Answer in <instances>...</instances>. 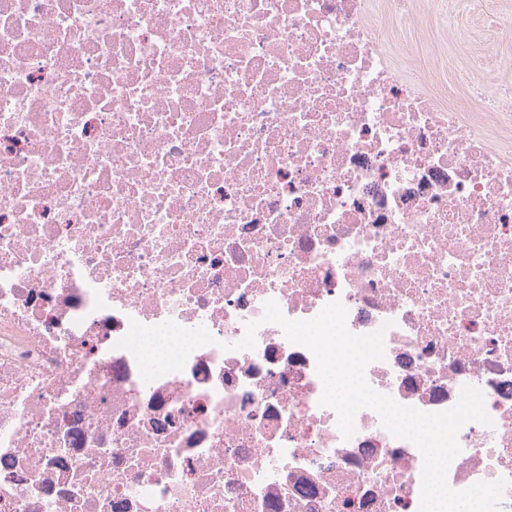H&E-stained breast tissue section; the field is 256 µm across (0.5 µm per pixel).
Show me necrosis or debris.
I'll return each instance as SVG.
<instances>
[{"mask_svg":"<svg viewBox=\"0 0 512 512\" xmlns=\"http://www.w3.org/2000/svg\"><path fill=\"white\" fill-rule=\"evenodd\" d=\"M435 5L0 0V512H418L419 450L343 438L270 300L383 331L401 405L480 389L447 482L512 512V87L401 76ZM166 321L216 342L147 383L116 343Z\"/></svg>","mask_w":512,"mask_h":512,"instance_id":"1","label":"necrosis or debris"}]
</instances>
